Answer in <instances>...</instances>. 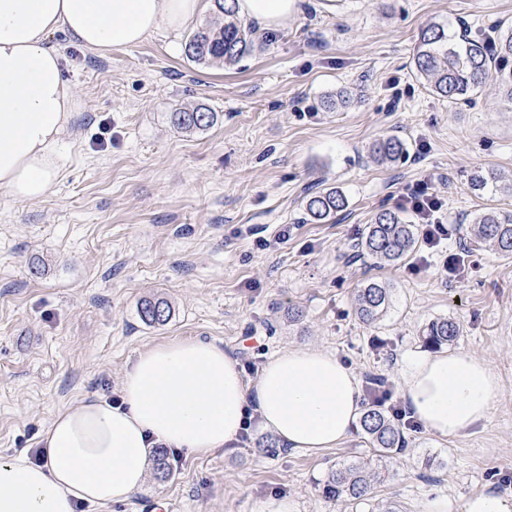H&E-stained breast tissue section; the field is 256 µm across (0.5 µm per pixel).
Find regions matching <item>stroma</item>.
Here are the masks:
<instances>
[{"instance_id": "35a3bbf8", "label": "stroma", "mask_w": 512, "mask_h": 512, "mask_svg": "<svg viewBox=\"0 0 512 512\" xmlns=\"http://www.w3.org/2000/svg\"><path fill=\"white\" fill-rule=\"evenodd\" d=\"M433 21L482 39L512 24V0H300L264 48L230 68L187 58L185 30L105 53L55 33L81 109L51 190L28 202L0 191V454L39 447L53 415L81 397H116L139 350L180 337L223 346L249 381L278 349L323 347L360 381L383 375L384 406L399 407L405 357L424 351L431 321L449 318L457 348L499 375L500 397L458 437L406 429L407 451L348 510L322 487L341 463L372 458L362 429L304 454L255 421L234 450L156 446L169 478L149 472L130 500L79 512H253L271 497L298 512H422L435 496L459 506L478 493L512 502V258L483 246L464 253L460 276L441 269L462 253L468 214L512 211V196L468 186L477 167L512 175V103L492 82L451 103L417 78L414 49ZM340 87L354 106L322 110L321 96ZM194 107L216 113L214 125L177 129L172 113ZM390 136L407 154L377 163L370 147ZM424 178L457 227L441 254L350 262L365 224ZM316 186L348 197L336 223L305 221ZM371 271L391 284L393 305L369 325L353 301ZM153 296L172 305L168 323L141 321L139 303ZM292 306L301 320L289 321Z\"/></svg>"}]
</instances>
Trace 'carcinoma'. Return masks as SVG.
Here are the masks:
<instances>
[{
	"instance_id": "carcinoma-1",
	"label": "carcinoma",
	"mask_w": 512,
	"mask_h": 512,
	"mask_svg": "<svg viewBox=\"0 0 512 512\" xmlns=\"http://www.w3.org/2000/svg\"><path fill=\"white\" fill-rule=\"evenodd\" d=\"M233 2L235 0H214L213 19L193 32L186 43V55L191 61L230 66L257 49L256 28L238 18ZM413 63L417 76L441 98L455 100L469 96L492 80L504 97L512 101V25L498 23L489 40L477 42L463 38L456 42L448 38L444 25L430 23L419 35ZM353 103V96L344 89L325 95L321 101L329 111L346 109ZM216 120V113L200 108L175 113L176 124L185 130H204ZM404 151V144L397 137L382 138L373 145V156L381 163L398 160ZM469 186L480 195L512 193V178L478 167L469 176ZM348 206L342 191L322 188L307 196L305 220L315 224L334 223ZM469 240L472 244H487L501 256L511 258L512 213L502 214L491 209L479 214L470 222ZM415 246L414 225L400 211L383 209L366 225L353 249L359 259L369 256L384 264L406 258ZM392 297L390 284L373 276L365 278L354 297L359 319L367 324L382 320L392 307ZM139 315L148 324H163L171 319L172 311L164 300L146 299L140 304ZM459 336L457 322L440 318L428 324L425 342L437 348L453 344ZM361 427L372 440L376 465L351 461L336 468L323 492L341 505L368 495L372 484L382 481L383 462L405 448L401 420L379 404L372 402L366 406Z\"/></svg>"
}]
</instances>
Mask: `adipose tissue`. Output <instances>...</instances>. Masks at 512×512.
Segmentation results:
<instances>
[{
    "label": "adipose tissue",
    "mask_w": 512,
    "mask_h": 512,
    "mask_svg": "<svg viewBox=\"0 0 512 512\" xmlns=\"http://www.w3.org/2000/svg\"><path fill=\"white\" fill-rule=\"evenodd\" d=\"M203 0H0V191L45 196L62 170L60 146L78 115L50 37L65 32L95 51L132 47L159 28L179 31ZM299 0H236V13L265 27L296 14ZM401 396L431 433L454 437L485 421L500 393L497 374L469 351L409 357ZM361 410L357 374L335 353L285 347L255 382L223 347L194 338L140 350L127 364L118 402L85 397L45 428L42 464L0 456V512H76L105 507L145 484L155 445L199 456L237 447L250 414L292 452L348 439Z\"/></svg>",
    "instance_id": "1"
}]
</instances>
